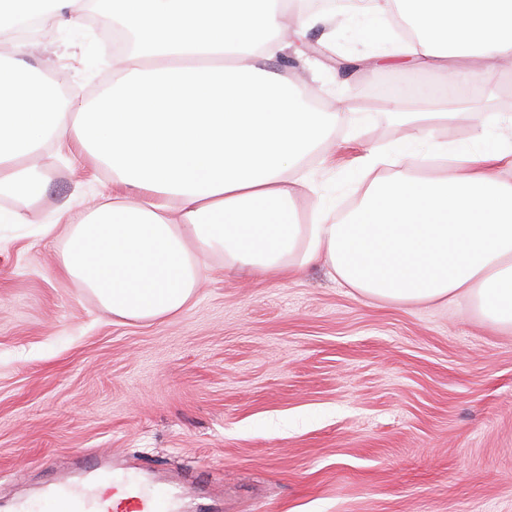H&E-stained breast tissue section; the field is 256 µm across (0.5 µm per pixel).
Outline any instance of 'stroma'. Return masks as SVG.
<instances>
[{
	"instance_id": "1",
	"label": "stroma",
	"mask_w": 512,
	"mask_h": 512,
	"mask_svg": "<svg viewBox=\"0 0 512 512\" xmlns=\"http://www.w3.org/2000/svg\"><path fill=\"white\" fill-rule=\"evenodd\" d=\"M364 20L341 16L323 54L270 66L345 120L301 167L299 217L352 210L361 158L416 127L391 120L397 87H441L443 71L375 69ZM97 42L49 25L25 60L67 94L96 99L112 80ZM504 86L448 100L437 143L478 134L498 112L495 146L512 147ZM46 201L0 224V503L41 489L87 455H114L144 480H181V512H512V334L467 304L373 300L313 264L228 272L220 255L192 301L155 321L113 317L58 269L62 233L41 232L59 201L94 199L106 174L48 149Z\"/></svg>"
}]
</instances>
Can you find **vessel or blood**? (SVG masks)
Returning a JSON list of instances; mask_svg holds the SVG:
<instances>
[{
  "label": "vessel or blood",
  "mask_w": 512,
  "mask_h": 512,
  "mask_svg": "<svg viewBox=\"0 0 512 512\" xmlns=\"http://www.w3.org/2000/svg\"><path fill=\"white\" fill-rule=\"evenodd\" d=\"M112 462L93 458L82 473L60 474L45 485L43 496L52 498L62 512H112L113 494L124 496L131 512H176L173 502H161L152 485L128 476L113 477Z\"/></svg>",
  "instance_id": "1"
}]
</instances>
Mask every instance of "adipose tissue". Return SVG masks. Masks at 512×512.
Masks as SVG:
<instances>
[{
    "mask_svg": "<svg viewBox=\"0 0 512 512\" xmlns=\"http://www.w3.org/2000/svg\"><path fill=\"white\" fill-rule=\"evenodd\" d=\"M134 38L112 55V83L94 102L57 104L45 74L21 60L15 33L33 20L82 24L83 0H0V224H23L47 198L43 152L78 144L106 169L109 201L57 204L67 227L58 267L112 316L157 320L181 312L220 254L228 270L324 264L331 277L394 303L468 302L512 332V181L492 168L505 152L481 131L457 149L463 172H421L413 160L452 114L401 112L421 132L397 144L404 166L374 178L342 217L315 207L300 223L295 168L342 122L308 108L301 91L266 61L296 37L340 14H377V0H96ZM417 31L392 55L420 71L466 68L462 85H495L512 74V0H393ZM152 67H142V60Z\"/></svg>",
    "mask_w": 512,
    "mask_h": 512,
    "instance_id": "obj_1",
    "label": "adipose tissue"
}]
</instances>
